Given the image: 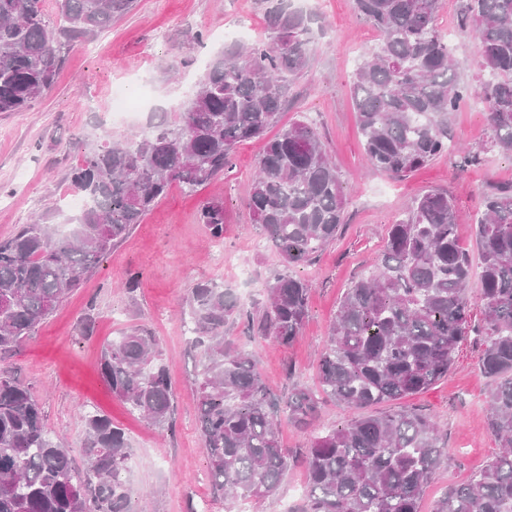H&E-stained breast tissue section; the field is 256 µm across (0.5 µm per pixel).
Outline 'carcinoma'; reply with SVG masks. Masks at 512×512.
I'll list each match as a JSON object with an SVG mask.
<instances>
[{
    "label": "carcinoma",
    "mask_w": 512,
    "mask_h": 512,
    "mask_svg": "<svg viewBox=\"0 0 512 512\" xmlns=\"http://www.w3.org/2000/svg\"><path fill=\"white\" fill-rule=\"evenodd\" d=\"M135 0H0V112H19L47 92L65 55L127 14ZM268 41L224 47L170 119L135 138L98 146L72 171L86 205L66 234L40 220L0 241V355L33 335L57 305L96 270L177 183L191 193L228 168L236 144L263 141L247 206L278 251L283 269L267 285L258 312L224 285L200 281L185 300L190 346L200 351L199 434L214 499L262 501L277 494L292 458L282 448L276 413L304 427L317 412L316 391L285 398L266 388L255 355L234 347L237 321L288 346L301 335L312 285L295 275L342 229L343 177L317 130L295 120L264 139L276 122L290 78L309 64L315 18L288 0H267ZM380 33L352 75L357 120L370 170L396 177L448 152V121L477 95L494 133L512 154V0H464L463 25L479 42L485 80H458L448 38L437 27L441 0H355ZM448 194L430 190L389 225L385 249L366 276L345 289L320 353L322 393L354 412L315 436L304 454L301 512H419L428 484L448 460L434 420L419 410L364 409L423 392L448 375L460 347L479 337L478 368L492 380L488 429L501 451L433 512H512V189L483 196L473 222L479 264L458 237ZM199 222L224 238V207L204 205ZM481 290L482 318L467 296ZM102 376L113 395L157 427L170 425L174 390L158 341L133 326L106 344ZM88 468L75 475L70 449L45 427L30 389L0 373V512H132L122 479L124 433L87 413L80 446Z\"/></svg>",
    "instance_id": "cac0c4a2"
}]
</instances>
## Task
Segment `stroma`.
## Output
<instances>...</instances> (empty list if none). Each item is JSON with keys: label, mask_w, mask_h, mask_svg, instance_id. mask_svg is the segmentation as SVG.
I'll use <instances>...</instances> for the list:
<instances>
[{"label": "stroma", "mask_w": 512, "mask_h": 512, "mask_svg": "<svg viewBox=\"0 0 512 512\" xmlns=\"http://www.w3.org/2000/svg\"><path fill=\"white\" fill-rule=\"evenodd\" d=\"M298 5L318 18L309 64L292 82L279 121L267 134L275 136L296 119L317 129L344 179L346 225L335 241L294 269L312 289L307 321L292 345L248 338L239 326L228 331L238 348L255 355L265 385L279 397L297 386L317 387L320 352L345 286L370 271L389 224L402 218L417 196L431 189L446 191L461 213L458 235L469 248L482 195L512 187V155L491 146L486 115L475 99L462 103L451 117V151L403 179L367 172L350 84L356 62L377 45L380 34L357 15L355 0H298ZM265 7L266 0H138L105 33L76 44L49 91L24 111L0 112V198L10 201L0 208V239L41 218L66 222L72 212L64 199L76 192L69 174L89 148L147 132L160 116L176 112L206 65L231 42V21H246L254 39L265 38ZM460 9L461 0H442L438 24L456 30L451 49L457 75L475 87L482 75L479 45L474 34L460 32ZM120 82L148 88L151 104L138 121H121L112 112V93ZM261 146L258 140L237 145L224 175L197 192L172 186L35 335L0 358V368L30 388L49 430L67 442L76 472L86 470L79 450L84 411H98L124 430L129 459L122 478L132 489L134 512H296L303 500L307 472L298 465L289 469L274 497L259 503L240 497L212 501L198 431L200 357L182 330V310L196 282L222 283L253 309L282 269L279 254L246 207ZM462 147L483 151V162L461 165ZM208 202L224 205L220 259L198 221ZM132 271L140 279L130 288L126 276ZM89 312L94 325L86 335L80 323ZM136 325L154 332L174 386L173 421L164 428L131 413L112 396L100 373L103 342ZM480 352L479 341L468 339L445 378L402 402L435 417L448 448V463L428 485L421 512H432L449 486L468 481L499 452L487 430L491 381L478 369ZM351 417L345 406L323 401L308 428L283 424L281 443L302 454L313 435Z\"/></svg>", "instance_id": "35a3bbf8"}]
</instances>
